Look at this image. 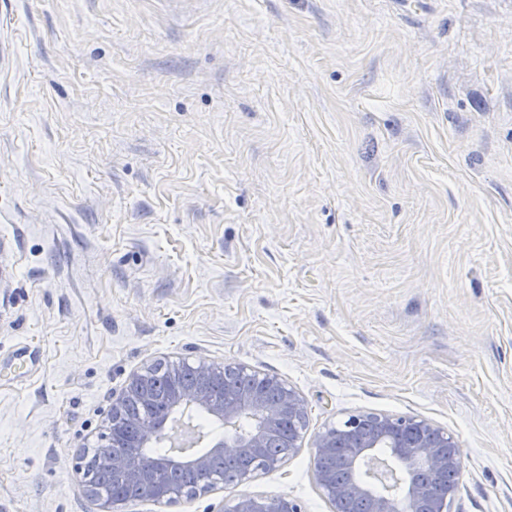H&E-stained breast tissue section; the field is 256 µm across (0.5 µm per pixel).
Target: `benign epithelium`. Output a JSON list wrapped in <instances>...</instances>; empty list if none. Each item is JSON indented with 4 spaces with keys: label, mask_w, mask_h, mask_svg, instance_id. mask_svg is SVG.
Returning <instances> with one entry per match:
<instances>
[{
    "label": "benign epithelium",
    "mask_w": 512,
    "mask_h": 512,
    "mask_svg": "<svg viewBox=\"0 0 512 512\" xmlns=\"http://www.w3.org/2000/svg\"><path fill=\"white\" fill-rule=\"evenodd\" d=\"M192 370L200 378L194 385H178L169 399V411L202 409L229 428L248 418L254 428L246 436H228L189 459L146 458L135 453L112 451L89 458L78 468L87 496L98 505V512H122L123 501L98 490L87 480V469L108 470L128 482L144 484L158 504H172L217 488L214 479L193 487L172 483L174 472L182 470L194 476L209 475L216 457L246 462L236 481L246 482L255 473L280 469L286 455L301 448L302 432L308 421L303 397L274 375L254 374L250 389L235 387L227 378L244 372L231 364L198 361ZM152 367L130 375L123 389L112 394L108 414L109 438L117 443L134 435L132 448H148L165 434V418L132 420L126 415L127 400L134 396L144 403L155 399L151 387ZM287 433L288 454L267 451L270 439ZM313 476L332 512H351L360 502L368 512H404L400 500L409 504V512H451L457 486L434 484L420 471L431 474L457 468L461 450L448 432L419 416H394L385 413H357L339 425L325 427L314 444ZM383 448L397 461L402 476L403 495L398 500L377 493L371 480L381 478L383 461L377 456ZM223 512H302L301 506L286 495H250L239 497L223 507Z\"/></svg>",
    "instance_id": "7a95c632"
}]
</instances>
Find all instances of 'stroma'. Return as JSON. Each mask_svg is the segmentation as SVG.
<instances>
[{
	"mask_svg": "<svg viewBox=\"0 0 512 512\" xmlns=\"http://www.w3.org/2000/svg\"><path fill=\"white\" fill-rule=\"evenodd\" d=\"M0 41V512H97L113 393L200 358L298 391L302 446L123 512H330L313 444L358 411L512 512V0H5ZM221 512H302L301 506L286 495H250L222 506Z\"/></svg>",
	"mask_w": 512,
	"mask_h": 512,
	"instance_id": "stroma-1",
	"label": "stroma"
}]
</instances>
